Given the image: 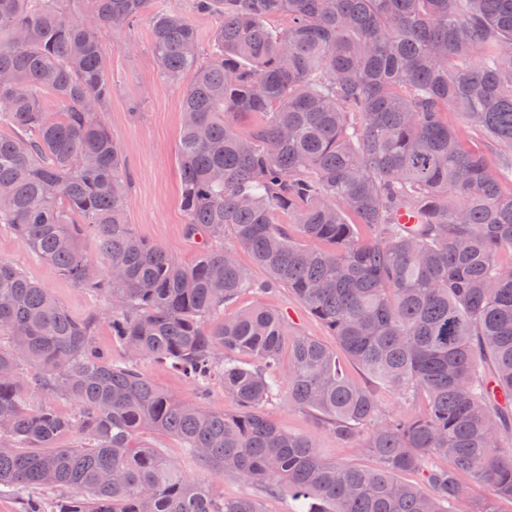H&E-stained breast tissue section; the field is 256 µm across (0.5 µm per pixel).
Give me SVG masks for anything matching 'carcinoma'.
<instances>
[{
    "label": "carcinoma",
    "mask_w": 512,
    "mask_h": 512,
    "mask_svg": "<svg viewBox=\"0 0 512 512\" xmlns=\"http://www.w3.org/2000/svg\"><path fill=\"white\" fill-rule=\"evenodd\" d=\"M153 4L0 0V224L105 304L76 318L0 262V493L23 512H260L138 441L154 430L211 477L286 491L306 512H499L512 500V159L472 148L443 114L512 152V0H192L218 16L205 45L183 13ZM146 15L161 73L182 91V204L203 239L192 266L129 224L130 177L104 117L106 40ZM278 288L338 350L292 335L259 301L224 314ZM104 316L126 364L94 346ZM342 356L424 409L381 416ZM140 360L197 396H172ZM212 381L239 413L205 404ZM282 394L378 467L329 463L315 436L267 420L260 406ZM71 433L80 442L59 447ZM432 455L450 465L426 466ZM419 470L422 486L400 479ZM462 473L490 495L474 497ZM139 368L151 381L177 398L190 399L196 396V387L165 365L140 361Z\"/></svg>",
    "instance_id": "1"
}]
</instances>
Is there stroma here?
<instances>
[{
	"label": "stroma",
	"mask_w": 512,
	"mask_h": 512,
	"mask_svg": "<svg viewBox=\"0 0 512 512\" xmlns=\"http://www.w3.org/2000/svg\"><path fill=\"white\" fill-rule=\"evenodd\" d=\"M151 24L141 20L107 43L112 78V101L105 119L118 141L131 177L127 213L133 229L146 240L162 246L182 264H193L200 254V240L189 236L181 204L178 145L182 122L181 90L163 79L151 50ZM0 260L20 267L30 279L48 288L75 317L101 311L103 304L88 290L66 279L56 267L30 252L14 232L0 224ZM266 304L281 310L297 334L312 336L328 347L336 339L287 289L265 296ZM274 424L319 438L323 458L331 463L376 467L377 461L362 449L339 442L321 431L312 413L272 400L262 408ZM215 490L225 498L256 499L262 512H301L302 504L288 495L270 496L234 475L223 476Z\"/></svg>",
	"instance_id": "35a3bbf8"
}]
</instances>
